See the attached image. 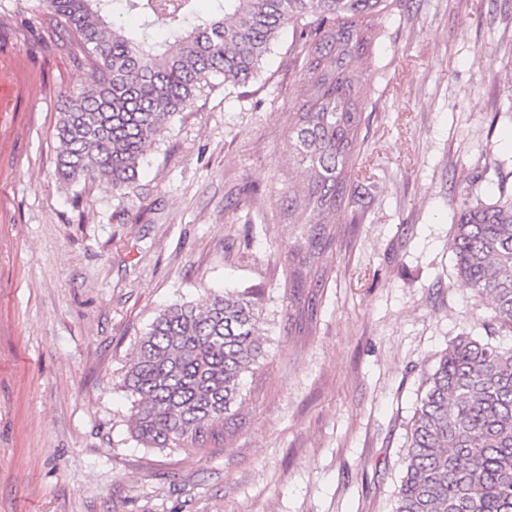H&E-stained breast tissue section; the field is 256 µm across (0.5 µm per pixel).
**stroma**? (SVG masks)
<instances>
[{
  "instance_id": "35a3bbf8",
  "label": "stroma",
  "mask_w": 512,
  "mask_h": 512,
  "mask_svg": "<svg viewBox=\"0 0 512 512\" xmlns=\"http://www.w3.org/2000/svg\"><path fill=\"white\" fill-rule=\"evenodd\" d=\"M375 24L356 196L315 225L288 212L291 30L247 86L213 79L175 115L117 197L58 178L84 71L0 7V512H392L425 376L493 321L450 242L462 197L512 185V0H402ZM227 288L266 350L235 432L142 447L120 387L139 337Z\"/></svg>"
}]
</instances>
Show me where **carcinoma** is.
I'll use <instances>...</instances> for the list:
<instances>
[{
  "label": "carcinoma",
  "mask_w": 512,
  "mask_h": 512,
  "mask_svg": "<svg viewBox=\"0 0 512 512\" xmlns=\"http://www.w3.org/2000/svg\"><path fill=\"white\" fill-rule=\"evenodd\" d=\"M42 2V33L70 44L85 67L56 126L61 178L126 193L147 148L210 77L246 85L291 24L303 98L289 130L305 173L292 215L297 224L344 219L368 103L362 68L389 0H212L205 15L196 0ZM116 13L136 17V28L107 22ZM452 224L457 275L491 298L497 333L454 337L423 381L392 512H512V346L495 343L512 335V190L462 199ZM259 320L246 291L160 310L123 376L131 438L158 450L221 445L244 401L242 377L264 357Z\"/></svg>",
  "instance_id": "carcinoma-1"
}]
</instances>
